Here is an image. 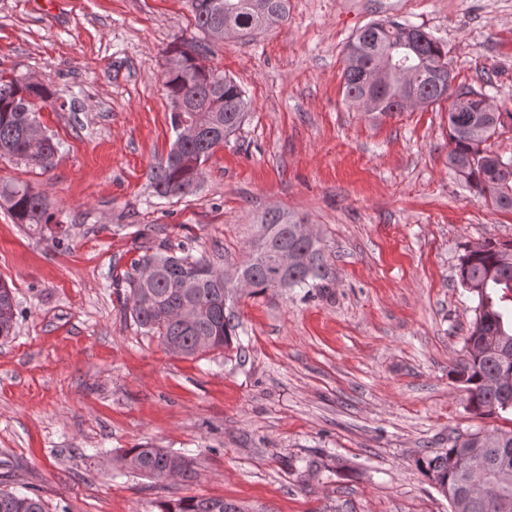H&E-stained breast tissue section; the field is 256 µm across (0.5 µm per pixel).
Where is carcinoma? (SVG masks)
Returning <instances> with one entry per match:
<instances>
[{"label": "carcinoma", "instance_id": "1", "mask_svg": "<svg viewBox=\"0 0 512 512\" xmlns=\"http://www.w3.org/2000/svg\"><path fill=\"white\" fill-rule=\"evenodd\" d=\"M196 26L205 33L220 30L232 22L242 28V36L251 34L253 24L278 14L288 17V0H191ZM357 45L354 55L345 54L343 90L347 99L360 97L369 90L367 76L384 71L380 88L373 93L382 101L379 114L401 111V100L409 90L394 63L407 57L421 66L422 100L433 105L450 98L453 92L436 81V71L448 67V50L437 39L417 38L406 42L405 25L374 21L360 29L347 43ZM165 82L171 102L183 101L190 111H171L173 131L187 119H197L202 131L196 139L175 137L168 154L151 167L150 187L158 197H183L197 192L199 176L215 149L239 129L248 102L237 82L207 67L192 42H183L168 52ZM52 98L50 90L26 76L0 73V159L16 160L43 171L52 168L58 144L38 119L39 104ZM481 101L473 102L467 113L480 125L496 134L512 129V112H485ZM473 128L448 124L452 145L448 168L464 169L460 179L498 209L512 210V156L502 157L498 167L485 156L488 147L474 141ZM0 207L17 224H49L54 215L46 198L22 181L0 182ZM285 214L270 213L262 224L270 229L262 250L259 240L249 247L246 260L238 267L246 288L254 295L274 287L277 268L274 256L288 248L295 258L288 276L296 286L321 288L325 280V254L320 239H301L283 223ZM142 255L132 262L134 273L126 284L129 295L123 309L143 334L158 337L169 351L194 357L202 352L226 349L238 338L240 323L233 311L234 295L224 292V273L215 270L205 255H196L187 243L154 248L139 247ZM460 285L473 292L477 304L475 319L464 338L465 358L457 373L469 392L473 411L487 416L512 413V386L495 387L491 381L512 379V357H503L491 348L492 341L512 350V242L484 241L483 249L466 246L457 270ZM17 304L11 288L0 284V339L15 334ZM478 438L473 432L454 439L449 447L422 455L416 460L418 471L437 482L439 492L448 499L450 512H495L489 500L466 493L463 457L466 449L480 448L484 458L498 467L508 461L512 468V429H493ZM124 465L147 478L173 476L192 480V461L164 448L143 444L122 455ZM0 512H46L36 493L0 490ZM161 512H237L217 498L189 496L161 505Z\"/></svg>", "mask_w": 512, "mask_h": 512}]
</instances>
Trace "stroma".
Masks as SVG:
<instances>
[{
    "mask_svg": "<svg viewBox=\"0 0 512 512\" xmlns=\"http://www.w3.org/2000/svg\"><path fill=\"white\" fill-rule=\"evenodd\" d=\"M248 39L198 29L189 0H0V72L55 93L39 120L53 169L0 160L55 221L0 208V281L18 302L0 340V489L48 512H160L188 496L240 512H448L417 470L453 437L512 428L479 416L455 373L474 314L457 277L467 244L512 241L448 167V102L376 116L344 97V48L374 21L446 44L461 84L512 112V0H289ZM196 41L251 105L196 194L152 196L174 140L166 51ZM283 212L325 247L327 287L235 303L242 348L185 358L143 335L119 300L150 244L191 240L213 267L246 258ZM140 444L185 455L190 482L121 462Z\"/></svg>",
    "mask_w": 512,
    "mask_h": 512,
    "instance_id": "35a3bbf8",
    "label": "stroma"
}]
</instances>
